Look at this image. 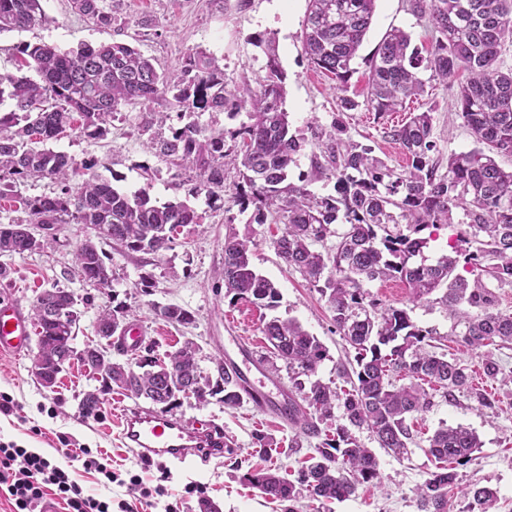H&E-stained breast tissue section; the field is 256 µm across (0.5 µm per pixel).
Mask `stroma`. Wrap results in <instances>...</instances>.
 <instances>
[{
    "label": "stroma",
    "instance_id": "obj_1",
    "mask_svg": "<svg viewBox=\"0 0 512 512\" xmlns=\"http://www.w3.org/2000/svg\"><path fill=\"white\" fill-rule=\"evenodd\" d=\"M106 2L112 9V25L103 28L77 14L70 0H42L49 18L46 25L0 34V74L15 73L12 47L21 42L43 41L64 51L83 43L123 42L134 45L161 71L180 68L187 55L201 52L218 62L227 81L252 82L266 74L263 41L271 38L276 42L285 76L284 108L292 131L303 141L293 173L310 171L319 135L338 118L343 119L353 140L372 146L376 156L396 167L405 165L406 157L384 131L405 121L412 112L432 110L433 137L440 158L475 146L470 130L454 112V89L427 87L421 97L407 100L403 111L389 114H378L363 102L369 60L387 32L394 28L405 31L412 45L422 50L431 45L427 20L412 13L408 0H376L372 23L352 62L349 79L348 94L359 105L347 112L338 107L335 81L311 66L305 55L301 32L308 0ZM148 112L169 114L173 127L184 123L174 112L171 96L161 95L122 108L104 139L92 140L73 133L53 141L51 147L80 162L92 160L95 175L127 193L144 188L157 202H185L200 216V223L180 227L170 249L159 257L103 244L105 262L113 275L105 289L82 281L75 270V252L87 236V228L74 223L58 225L41 250L0 258L9 270L8 277L0 279V299L17 301L28 310L39 293L52 286L74 292L81 300L75 340L80 347L94 340L101 308L114 302L123 304L130 323L140 327L157 357L193 341L199 347L203 374L212 377L232 337L241 336L253 342L254 352L261 359V372L284 389L290 385L288 371L265 362L262 328L275 317L291 319L327 348L328 356L317 370V379L345 387L344 372L357 367L355 352L337 333L326 299L277 255L273 241L281 233L280 225L250 223L248 214L240 212L238 206L212 202L206 193L197 192L194 172L178 170L169 160L154 155L147 136L139 135L138 128ZM231 234L252 241L256 269L280 291L275 309H259L245 301L232 303L225 298L221 272L224 240ZM168 304L191 311L193 322L179 325L163 320L158 309ZM410 316L416 325L440 337L444 351L468 368L475 386L498 396V407H479L462 393L451 399L435 397L429 410L410 417L417 441L399 458L378 448L368 430H357L359 442L374 449L378 458V482L358 486L355 494L343 501L304 499V512H418L416 489L434 469L424 440L439 427L458 424L473 429L483 446L473 462L458 468L457 485L448 491L455 512H464L466 507L461 488L475 483L496 490V512H512V346L467 348L452 335L453 321L438 304L414 305ZM36 352L32 345L21 354L0 353V392L9 393L14 400L12 412L0 414V440L17 442L58 460L62 457L61 442L66 439L72 447L88 448L93 455L108 458L115 482H105L102 475L85 470L78 461L70 467V477L95 497L128 502L132 512H199L198 498L202 495L219 504L220 512H283V504L263 498L256 489L241 483L240 475L250 469L275 467L293 479L303 460L313 453L307 441L301 447H292L297 433L294 425L258 411L250 402L228 410L216 401L202 405L185 399L169 409V416L191 427L210 422L222 428L233 443L232 454L199 466L171 463L162 468L143 462L124 447L119 437L122 409L133 404V397L113 389L104 394L97 415L84 416L79 402L85 392L98 386L91 370L79 363L71 364L49 390L33 373ZM488 355L499 363L501 378L493 380L484 375L482 361ZM259 434L270 440L271 451L256 446ZM133 476L138 477L142 494L130 493L126 488V481Z\"/></svg>",
    "mask_w": 512,
    "mask_h": 512
}]
</instances>
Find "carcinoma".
Masks as SVG:
<instances>
[{"label": "carcinoma", "mask_w": 512, "mask_h": 512, "mask_svg": "<svg viewBox=\"0 0 512 512\" xmlns=\"http://www.w3.org/2000/svg\"><path fill=\"white\" fill-rule=\"evenodd\" d=\"M105 0H72L74 9L100 27L112 25ZM411 11L428 18L432 47L423 56L410 48L411 39L400 29L386 34L369 67L366 104L379 113L398 112L406 100L424 93L419 70L431 72L443 88L456 85L455 112L470 129L476 147L448 155L445 172L432 157L431 106L412 112L388 131L408 157L403 169L389 166L373 149L347 137L338 119L318 141L320 158L311 173L289 180L302 144L291 133L283 108L284 76L274 49L268 51V74L250 84L229 86L217 61L203 54L187 57L184 65L160 74L132 46L121 43L85 44L62 52L45 42H26L14 48L19 67L33 69L27 76L0 75V198L19 181L54 179L60 193L22 199L31 224H84L92 230L76 251L84 281L103 288L111 283L100 244L112 242L131 252L159 254L169 249L172 230L198 223L184 202L157 203L147 191L132 196L111 182L91 174L76 192L67 182L93 163L77 162L62 151L44 147L67 130L90 139H102L115 113L139 102L170 93L179 112H222L231 104L247 110L249 122L232 131L201 126L195 121L170 128V134L151 139V149L176 165L198 172V190L218 199L224 191V156L233 155L237 181L233 204L239 212L252 210L256 224H281L273 244L279 257L326 298L336 332L355 352L356 381L342 393L310 378L327 357L318 337L292 321L272 319L263 334L271 353L291 373L301 400L288 397V420L305 438H318L315 454L292 482L277 469L248 470L241 480L272 502L290 503L305 491L317 501H342L357 486L379 479L378 459L362 445L354 430H369L378 447L399 457L413 441L407 417L427 411L432 395L424 388L434 383L443 396L467 392L480 406L492 409L494 396L471 387L467 368L434 350L433 332L418 327L405 308L369 299L367 282L396 279L409 292L408 301L442 305L453 318V335L470 348L496 341L512 344V313L498 308L492 284H512V170L495 156H512V68L502 67V48L512 43V0H409ZM375 0H309L302 41L310 64L337 81L339 106L351 110L358 103L345 95L355 58L371 25ZM49 22L42 0H0V32L29 29ZM336 180V195L317 196L308 184ZM463 211L458 244L434 263L426 262L425 229L455 223L454 210ZM340 223L342 233L332 226ZM336 245L319 251L315 245L330 236ZM42 248L20 224H0V254L23 256ZM463 267L469 280L458 272ZM224 296L258 308L274 309L279 289L251 262L250 240L230 235L224 240ZM74 294L62 288L44 290L32 305L37 324V354L47 372L50 357L76 339ZM122 304L103 309L97 325L117 326L127 317ZM160 316L171 323L189 324L191 312L170 304ZM186 377L205 386L198 403L219 395L227 409L243 401L244 389L223 365L218 380L202 375L197 348L186 343L168 356ZM125 364L110 357L91 366L102 389L112 384L135 398L172 407L178 398L168 389L167 373L152 359L126 372ZM343 422L335 434L321 438L335 411ZM426 452L437 462L417 487L419 512H451L448 488L457 480L456 468L474 460L482 442L461 424L443 426L426 439ZM470 512H493L497 493L482 486L463 492Z\"/></svg>", "instance_id": "cac0c4a2"}]
</instances>
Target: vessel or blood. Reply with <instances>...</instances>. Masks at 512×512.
Wrapping results in <instances>:
<instances>
[{
    "label": "vessel or blood",
    "mask_w": 512,
    "mask_h": 512,
    "mask_svg": "<svg viewBox=\"0 0 512 512\" xmlns=\"http://www.w3.org/2000/svg\"><path fill=\"white\" fill-rule=\"evenodd\" d=\"M31 328L22 307L7 302L0 304V352H25L29 347ZM227 370L241 378L253 404L271 415H282L285 402L279 388L270 386L252 373L256 362L251 354L241 359H227ZM121 440L141 459L182 462L199 456L223 457L230 443L222 430L203 424L187 427L162 411L142 407H124L121 415Z\"/></svg>",
    "instance_id": "vessel-or-blood-1"
}]
</instances>
